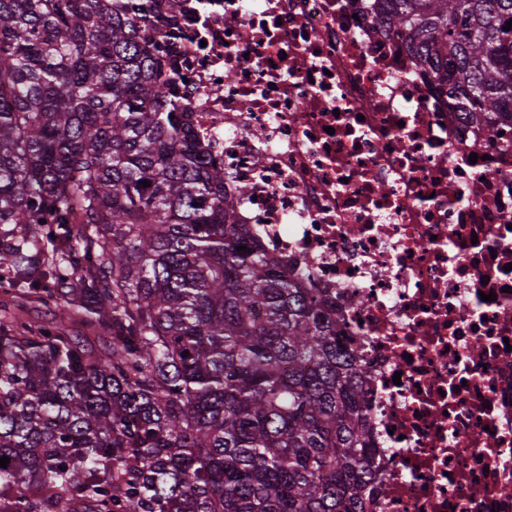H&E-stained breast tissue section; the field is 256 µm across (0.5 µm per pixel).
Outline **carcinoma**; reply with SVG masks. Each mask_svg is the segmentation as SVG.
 I'll list each match as a JSON object with an SVG mask.
<instances>
[{
    "label": "carcinoma",
    "instance_id": "cac0c4a2",
    "mask_svg": "<svg viewBox=\"0 0 512 512\" xmlns=\"http://www.w3.org/2000/svg\"><path fill=\"white\" fill-rule=\"evenodd\" d=\"M482 129L512 127V0H378ZM184 0H0V512H365L360 380L315 288L245 245L173 92ZM150 182L143 187L142 182Z\"/></svg>",
    "mask_w": 512,
    "mask_h": 512
}]
</instances>
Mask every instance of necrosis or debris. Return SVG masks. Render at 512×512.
Masks as SVG:
<instances>
[{
	"mask_svg": "<svg viewBox=\"0 0 512 512\" xmlns=\"http://www.w3.org/2000/svg\"><path fill=\"white\" fill-rule=\"evenodd\" d=\"M374 6L186 0L180 101L248 242L371 368L367 512H512V152Z\"/></svg>",
	"mask_w": 512,
	"mask_h": 512,
	"instance_id": "necrosis-or-debris-1",
	"label": "necrosis or debris"
}]
</instances>
